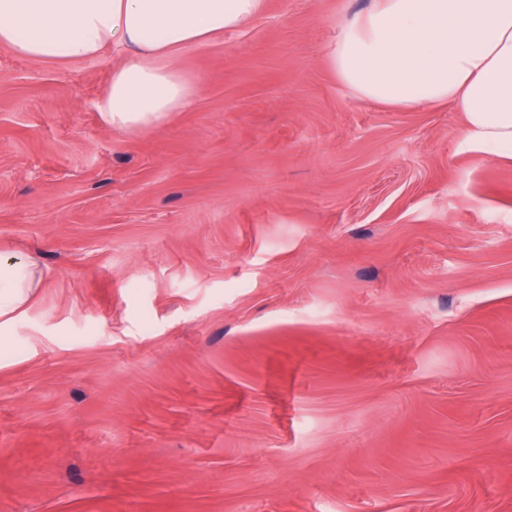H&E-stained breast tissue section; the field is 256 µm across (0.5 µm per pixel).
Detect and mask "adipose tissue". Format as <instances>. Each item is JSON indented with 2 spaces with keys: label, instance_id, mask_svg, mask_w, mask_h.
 Returning a JSON list of instances; mask_svg holds the SVG:
<instances>
[{
  "label": "adipose tissue",
  "instance_id": "ef3b65f1",
  "mask_svg": "<svg viewBox=\"0 0 512 512\" xmlns=\"http://www.w3.org/2000/svg\"><path fill=\"white\" fill-rule=\"evenodd\" d=\"M266 0H0V47L45 63L121 54L99 118L128 134L188 109L184 50L247 27ZM328 59L354 95L399 109L453 105L471 145L512 156V0H370L345 16ZM36 260L0 266V317L41 286Z\"/></svg>",
  "mask_w": 512,
  "mask_h": 512
}]
</instances>
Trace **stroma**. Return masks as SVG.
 Wrapping results in <instances>:
<instances>
[{"label": "stroma", "mask_w": 512, "mask_h": 512, "mask_svg": "<svg viewBox=\"0 0 512 512\" xmlns=\"http://www.w3.org/2000/svg\"><path fill=\"white\" fill-rule=\"evenodd\" d=\"M367 4L266 0L138 134L112 51L0 47V512H512V159L343 86ZM43 279L44 271L34 259L11 267L0 266V317L24 305L35 288H40Z\"/></svg>", "instance_id": "1"}]
</instances>
